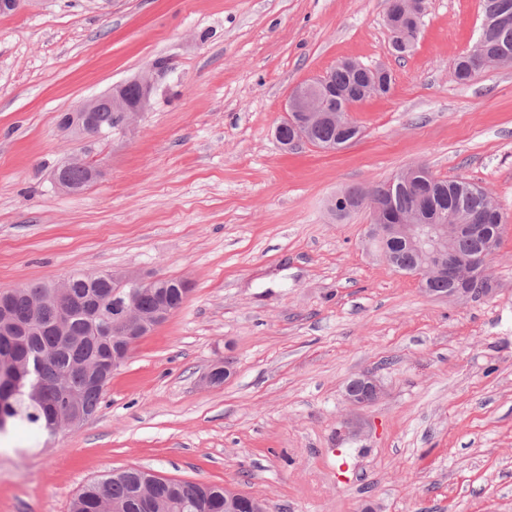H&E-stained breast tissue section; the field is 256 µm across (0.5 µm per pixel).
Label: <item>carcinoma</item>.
<instances>
[{
    "label": "carcinoma",
    "mask_w": 512,
    "mask_h": 512,
    "mask_svg": "<svg viewBox=\"0 0 512 512\" xmlns=\"http://www.w3.org/2000/svg\"><path fill=\"white\" fill-rule=\"evenodd\" d=\"M481 26L477 44L457 58L454 78L468 83L491 67L512 65V0H480ZM423 17L405 20L406 48L409 53L418 37ZM336 90L352 100L370 96L367 86L374 76L370 69L336 62L330 69ZM323 143L346 144L360 135L353 122L345 126L323 122L308 131ZM93 167H73L67 180L73 191L94 182ZM433 204L447 213L449 223L468 224L480 211H497L499 206L484 187L465 179H432ZM391 208H404L415 202L406 188L395 183L387 191ZM392 266L406 272L420 263V257L399 245L390 246ZM180 280L165 278L153 287H139L137 308L151 314L166 301H179ZM112 279L101 274L79 277L69 282L63 295L56 296L49 285L16 287L4 295L11 320L24 328L22 336H1L0 354L27 361L31 373H21L20 389L11 396V387L0 394V419L7 424L26 423L34 432L56 433L55 423L66 408L70 395L84 411H97L105 389L96 375L112 367V340L103 310L112 305ZM68 309L70 318L62 322L60 312ZM71 512H224V488L193 482L155 478L140 468H129L85 486L74 498Z\"/></svg>",
    "instance_id": "cac0c4a2"
}]
</instances>
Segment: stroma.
<instances>
[{"label":"stroma","mask_w":512,"mask_h":512,"mask_svg":"<svg viewBox=\"0 0 512 512\" xmlns=\"http://www.w3.org/2000/svg\"><path fill=\"white\" fill-rule=\"evenodd\" d=\"M386 0H25L0 14V292L86 271L189 280L94 417L0 435V512H70L115 471L227 486L267 512H512V68L454 80L480 0H427L397 57ZM382 65L360 139L283 148L291 89ZM151 106L85 153L59 119L145 70ZM103 169L67 194L51 169ZM421 165L505 223L482 300L437 299L334 198ZM230 364L210 385L206 375ZM372 371L383 395L351 408ZM382 388L372 372H362L352 377L345 387V398L353 408H362L376 403Z\"/></svg>","instance_id":"35a3bbf8"}]
</instances>
